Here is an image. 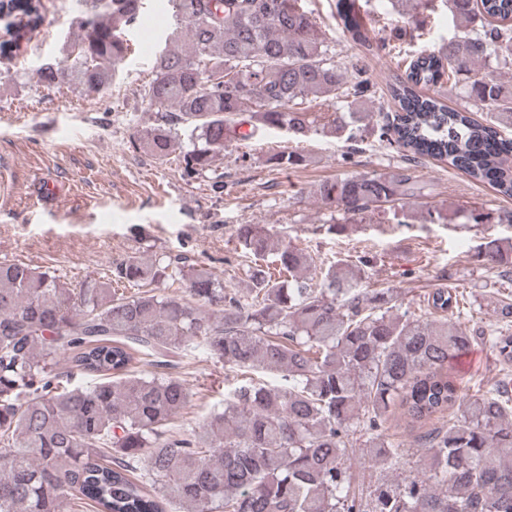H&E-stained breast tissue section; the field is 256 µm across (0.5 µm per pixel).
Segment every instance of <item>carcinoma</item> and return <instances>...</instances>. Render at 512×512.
Masks as SVG:
<instances>
[{"mask_svg":"<svg viewBox=\"0 0 512 512\" xmlns=\"http://www.w3.org/2000/svg\"><path fill=\"white\" fill-rule=\"evenodd\" d=\"M301 0H168L175 26L153 59L143 97L152 124L132 141L184 180L224 189L217 161L234 130L278 129L354 146L363 133L411 159L429 158L512 199V0H336L353 53L336 63ZM62 58L39 77L86 97L105 94L131 53L127 34L143 0H80ZM44 0H0V57L23 53L45 17ZM383 12L418 30L406 43L404 77L387 93L369 59L395 49ZM448 37L422 40L433 16ZM466 76L468 108L441 88ZM188 131V140L181 132ZM268 161L299 168L304 154ZM433 185L408 167L352 174L308 196L347 234L383 204L399 224H512L477 207L444 212L425 202ZM234 238L246 293L204 264L135 248L110 275L79 286L22 261H0V512H512V297L497 299L485 331L462 322L464 294L440 285L417 311L391 288L366 285L371 259L313 254L264 224ZM476 261L512 283V240L484 235ZM137 292L127 295L123 288ZM487 344L501 378L470 392L449 373L474 343ZM203 348L249 373L202 425L178 428L194 395L157 372ZM96 377L74 385L58 369ZM148 361L151 371L137 369ZM280 377L281 387L252 375ZM414 429L426 463L388 424ZM380 469L352 488L356 447Z\"/></svg>","mask_w":512,"mask_h":512,"instance_id":"carcinoma-1","label":"carcinoma"}]
</instances>
